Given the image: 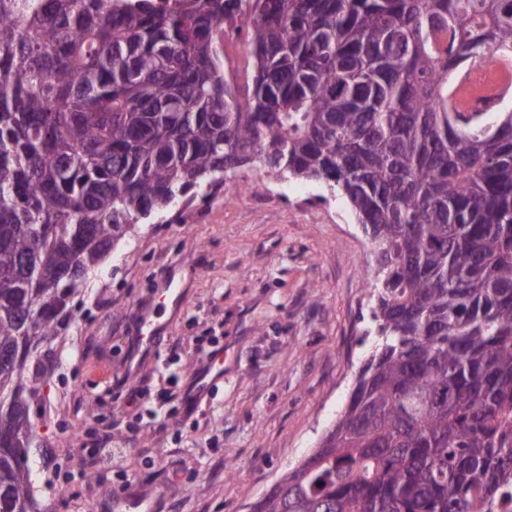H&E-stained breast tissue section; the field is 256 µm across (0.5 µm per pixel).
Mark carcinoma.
I'll return each mask as SVG.
<instances>
[{
    "instance_id": "obj_1",
    "label": "carcinoma",
    "mask_w": 512,
    "mask_h": 512,
    "mask_svg": "<svg viewBox=\"0 0 512 512\" xmlns=\"http://www.w3.org/2000/svg\"><path fill=\"white\" fill-rule=\"evenodd\" d=\"M489 54L512 0H0V512H41L20 459L88 273L251 164L330 186L376 272L348 404L249 512L512 500V112L452 98ZM250 58L243 50L242 37L234 25L224 21V80L238 91L244 85Z\"/></svg>"
}]
</instances>
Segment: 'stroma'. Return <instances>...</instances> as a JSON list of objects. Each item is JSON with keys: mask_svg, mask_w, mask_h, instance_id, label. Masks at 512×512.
Masks as SVG:
<instances>
[{"mask_svg": "<svg viewBox=\"0 0 512 512\" xmlns=\"http://www.w3.org/2000/svg\"><path fill=\"white\" fill-rule=\"evenodd\" d=\"M372 246L328 187L238 170L217 192L136 225L76 300L32 449L41 512H118L117 488L152 512H248L316 446L372 352ZM182 309L157 355L133 365L138 312L169 275ZM224 353V380L193 410L147 404L188 382L200 349ZM130 377L142 396L119 397ZM111 433L121 461L88 474Z\"/></svg>", "mask_w": 512, "mask_h": 512, "instance_id": "1", "label": "stroma"}]
</instances>
